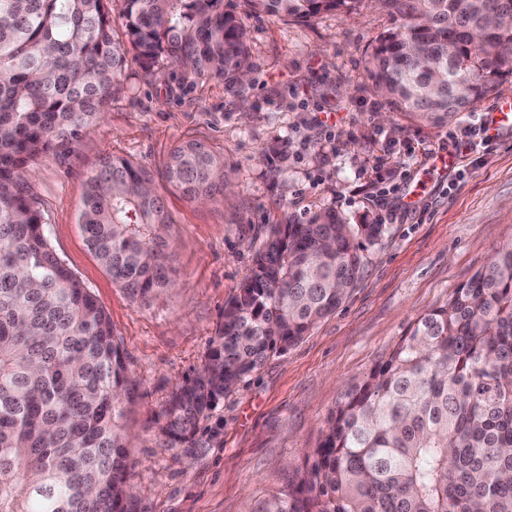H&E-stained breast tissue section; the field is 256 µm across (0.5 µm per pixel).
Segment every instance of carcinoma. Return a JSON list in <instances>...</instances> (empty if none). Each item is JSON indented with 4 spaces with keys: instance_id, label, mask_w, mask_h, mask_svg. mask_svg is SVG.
I'll return each mask as SVG.
<instances>
[{
    "instance_id": "carcinoma-1",
    "label": "carcinoma",
    "mask_w": 512,
    "mask_h": 512,
    "mask_svg": "<svg viewBox=\"0 0 512 512\" xmlns=\"http://www.w3.org/2000/svg\"><path fill=\"white\" fill-rule=\"evenodd\" d=\"M120 4L123 37L112 30ZM271 18L351 15L364 0H247ZM396 24L368 69L412 121L443 127L512 75V0H379ZM248 30L224 0H0V512H137L124 350L53 249L29 166L77 141L129 63L234 81ZM162 177L192 201L226 185L224 157L189 141ZM151 175L105 156L79 224L112 282L142 300L171 286V216ZM383 224L334 211L266 229L224 303L202 366L161 413L163 444L190 453L219 402L285 353L354 288ZM313 462L262 512H512V247L419 316L327 420Z\"/></svg>"
}]
</instances>
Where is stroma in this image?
I'll use <instances>...</instances> for the list:
<instances>
[{
  "label": "stroma",
  "mask_w": 512,
  "mask_h": 512,
  "mask_svg": "<svg viewBox=\"0 0 512 512\" xmlns=\"http://www.w3.org/2000/svg\"><path fill=\"white\" fill-rule=\"evenodd\" d=\"M224 4L250 31L246 81L177 65L159 78L130 65L104 118L68 152L32 162L27 182L53 247L109 316L137 381L125 422L140 512H260L293 471L311 465L344 391L421 314L512 246V134L434 172L448 129L411 123L368 77L373 49L394 25L387 11L292 22L249 14L245 0ZM187 140L223 154L229 193L198 204L161 178ZM107 155L154 175L172 218L176 283L145 303L113 283L78 222L86 179ZM328 209L387 227L366 251L356 287L220 402L219 438L190 454L164 447L156 418L201 367L265 228Z\"/></svg>",
  "instance_id": "1"
}]
</instances>
